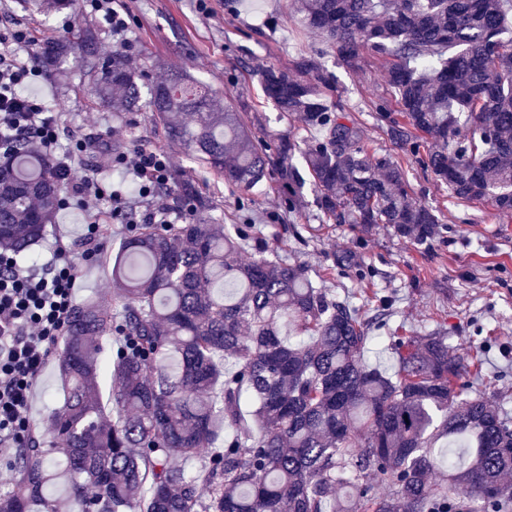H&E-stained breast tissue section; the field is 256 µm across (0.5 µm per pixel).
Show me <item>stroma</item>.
Listing matches in <instances>:
<instances>
[{
	"mask_svg": "<svg viewBox=\"0 0 512 512\" xmlns=\"http://www.w3.org/2000/svg\"><path fill=\"white\" fill-rule=\"evenodd\" d=\"M133 32V68L146 83L155 84L170 71L181 70L212 88L225 105L249 116L257 136L283 134L305 148L309 131L294 116L280 115L264 96L260 72L268 66H293L302 57L314 58L337 80L333 95L363 131V145L375 156L388 155L392 146L379 109L398 105L383 82L385 58L366 56L357 70H349L319 36L302 33L291 0H124ZM97 18L71 9L45 17L23 0H0V25L26 30L32 41L63 34L81 25L97 26ZM43 93L55 111L64 113L70 129L100 136L118 123L125 144L134 143L171 153L175 169L196 181L214 202L212 216L225 228L253 224V236L288 261L304 263L309 277L340 295L362 293L390 297L391 329L402 336H424L436 330L448 334L450 345L465 344L477 352L484 382L473 391L499 403L512 415V212L501 213L488 202H463L437 183L414 161L399 157L415 201L437 210L442 222L430 246L417 247L395 237L380 225L361 232L355 224L325 220L315 202L312 181L301 189V207L287 214L288 195L276 175H268L252 193L244 195L214 180L178 145L165 140L144 109L113 118L108 107L95 105L85 91L77 65L66 74L44 72ZM126 237L113 226L106 256L99 265L83 269L80 300L98 301L111 308L109 293L114 255ZM350 265H338L344 254ZM62 397L57 363L41 376L32 405L37 430Z\"/></svg>",
	"mask_w": 512,
	"mask_h": 512,
	"instance_id": "stroma-1",
	"label": "stroma"
}]
</instances>
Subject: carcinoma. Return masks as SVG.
I'll return each instance as SVG.
<instances>
[{
	"label": "carcinoma",
	"instance_id": "1",
	"mask_svg": "<svg viewBox=\"0 0 512 512\" xmlns=\"http://www.w3.org/2000/svg\"><path fill=\"white\" fill-rule=\"evenodd\" d=\"M32 2L56 15L72 0ZM294 2L303 29L348 69L367 54L390 59L384 82L399 111L378 117L395 149L455 197L512 211V38H502L512 0ZM96 41L72 28L43 40L35 59L55 67L79 50L98 104L146 107L167 141L238 190L276 173L296 208L294 142H255L241 113L200 82L176 71L144 84L121 52L99 56ZM259 79L283 116L318 132L302 158L328 221L382 224L416 246L435 237V210L413 200L391 158L367 153L361 128L329 100L331 73L302 57ZM63 188L51 158L13 144L0 160V248L32 257ZM160 190L187 218L132 225L112 263V311L75 309L59 354L62 405L47 441L21 449L0 512H29L34 501L54 512L59 488L72 512H512V418L467 394L472 351L438 334L396 336L395 374L369 366L363 354L372 329L387 326L386 302L367 318L266 247L245 259L252 225L226 232L192 183ZM108 334L110 356L98 342ZM174 456L207 466L173 467ZM370 470L391 493L362 485ZM89 485L97 496L85 495Z\"/></svg>",
	"mask_w": 512,
	"mask_h": 512
}]
</instances>
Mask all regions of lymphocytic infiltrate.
<instances>
[{
	"mask_svg": "<svg viewBox=\"0 0 512 512\" xmlns=\"http://www.w3.org/2000/svg\"><path fill=\"white\" fill-rule=\"evenodd\" d=\"M86 8L105 23L113 43L131 49L128 13L123 0H85ZM26 34L0 32V133H10L26 149L53 155L65 130L63 113L49 111L35 91L40 68L30 60ZM93 151L96 164L81 178H65L63 208H78L88 215L85 232L73 245L56 243L49 261L22 265L0 252V458L23 447L34 432L30 407L37 382L51 363L55 346L68 328L76 308L82 279L79 264L98 263L106 242L95 220L103 201H111L114 215L133 209L128 185L151 205L140 215L143 224H176L181 213L159 194L172 169L168 152L135 146L121 157L99 142L79 138L74 152L56 156L71 170L77 154ZM121 169L122 182L107 183L106 173Z\"/></svg>",
	"mask_w": 512,
	"mask_h": 512,
	"instance_id": "1",
	"label": "lymphocytic infiltrate"
}]
</instances>
